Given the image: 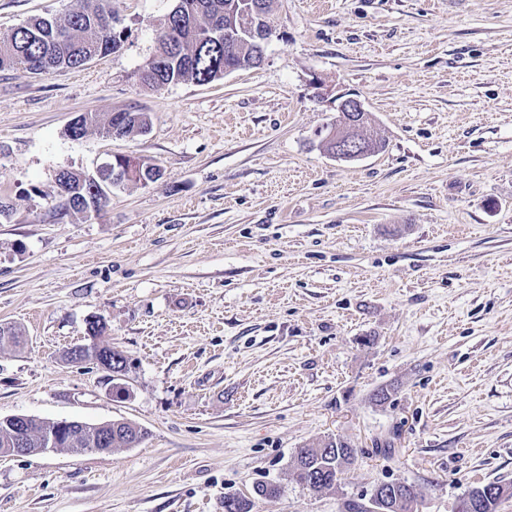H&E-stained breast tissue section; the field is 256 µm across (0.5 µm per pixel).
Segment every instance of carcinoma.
<instances>
[{"label": "carcinoma", "instance_id": "carcinoma-1", "mask_svg": "<svg viewBox=\"0 0 512 512\" xmlns=\"http://www.w3.org/2000/svg\"><path fill=\"white\" fill-rule=\"evenodd\" d=\"M202 7L199 22L193 27L181 26L173 19L166 23L165 34L151 57L140 69L141 84L149 89H161L182 81L210 83L224 77V41L209 37L214 19L238 20V0H197ZM124 38V31L116 28L112 13V0H71L70 8L61 17L32 18L0 37V70L23 66L34 74H47L60 68H80L92 59L116 48ZM112 134V121H103L89 114L77 120L71 128L75 137H83L88 130ZM62 184L56 187L57 209L62 216H76L84 212L83 205L93 198H100L112 191V171L104 170L101 176L89 178L81 171L61 174ZM91 344L87 345L89 360L108 352L124 362L122 372H127L126 357L110 346L98 342L103 330L92 323L87 328ZM23 341L22 331L14 325L0 329V346L17 347ZM52 427L43 421L29 419L28 436L30 452L39 451L45 434ZM99 431L91 426L80 428V435L70 438L62 431L57 437L58 448L71 452L94 451L109 454L117 448H131L145 437V431L128 421H112L111 441L106 445L95 442ZM355 455L350 443L339 438L327 440L298 449L293 476L296 482L314 491H330L341 480L343 466L352 463ZM375 492L380 495H397L404 498L402 512H413L417 493L413 486L400 482H382ZM466 497L477 498V508L471 512H498L500 501L471 489ZM224 512H252L253 501L237 494L224 496Z\"/></svg>", "mask_w": 512, "mask_h": 512}]
</instances>
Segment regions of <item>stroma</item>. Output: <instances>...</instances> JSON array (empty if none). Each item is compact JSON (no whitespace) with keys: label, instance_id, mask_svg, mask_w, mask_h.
<instances>
[{"label":"stroma","instance_id":"35a3bbf8","mask_svg":"<svg viewBox=\"0 0 512 512\" xmlns=\"http://www.w3.org/2000/svg\"><path fill=\"white\" fill-rule=\"evenodd\" d=\"M175 0H112L120 47L78 69L0 70V418L146 436L109 454L0 456V512H348L400 481L417 512L512 485V0H271L265 59L150 90L139 69ZM70 0H0V37ZM386 142L321 145L343 97ZM146 133L67 136L79 114ZM117 155L163 177L60 216L55 174ZM105 323L126 395L65 352ZM391 387L390 398L373 395ZM327 437L336 490L292 478ZM354 455L355 450L350 443L333 437L316 446L299 448L294 462V479L314 491L336 489L343 466L351 464Z\"/></svg>","mask_w":512,"mask_h":512}]
</instances>
